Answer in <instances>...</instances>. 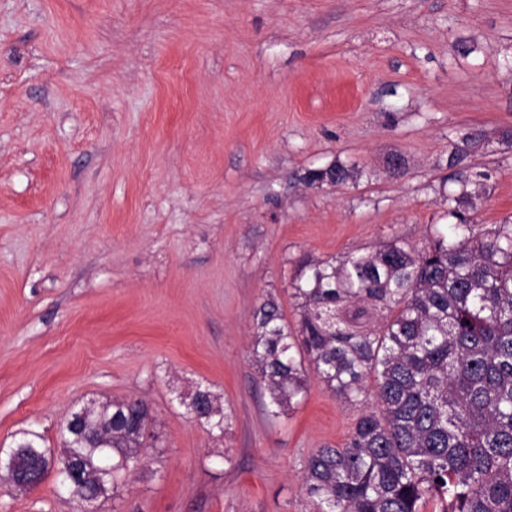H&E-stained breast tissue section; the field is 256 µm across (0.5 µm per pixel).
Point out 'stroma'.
<instances>
[{
    "label": "stroma",
    "mask_w": 512,
    "mask_h": 512,
    "mask_svg": "<svg viewBox=\"0 0 512 512\" xmlns=\"http://www.w3.org/2000/svg\"><path fill=\"white\" fill-rule=\"evenodd\" d=\"M468 134L485 230L512 216V0H0V448L60 453L72 409L140 397L153 436L99 512H314L303 461L362 408L312 376L269 415L255 310L295 323L301 261L425 246ZM337 162L362 177L306 181ZM0 512L79 506L0 470Z\"/></svg>",
    "instance_id": "obj_1"
}]
</instances>
